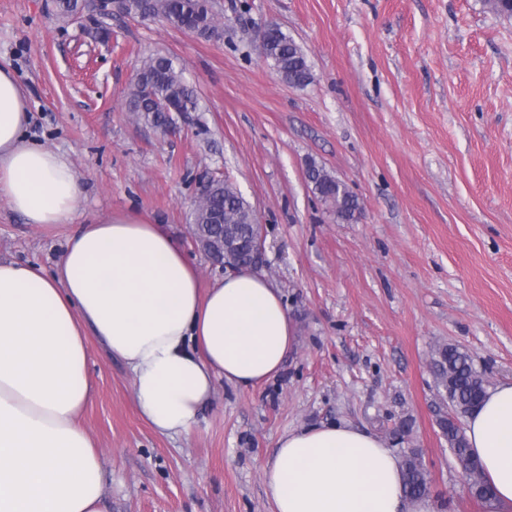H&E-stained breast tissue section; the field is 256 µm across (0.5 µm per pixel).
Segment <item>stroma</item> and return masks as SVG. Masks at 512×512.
<instances>
[{
	"instance_id": "35a3bbf8",
	"label": "stroma",
	"mask_w": 512,
	"mask_h": 512,
	"mask_svg": "<svg viewBox=\"0 0 512 512\" xmlns=\"http://www.w3.org/2000/svg\"><path fill=\"white\" fill-rule=\"evenodd\" d=\"M206 40L167 22L61 18L55 0H0V67L30 109L28 139L64 154L79 220L162 224L198 267L225 271L191 238L198 187L234 183L265 230L261 270L295 321L274 380L220 381L197 427L156 432L129 373L89 339L93 394L81 420L103 456L109 512H271L261 480L279 437L344 419L396 453L417 449L436 512H484L436 423V343L472 357L489 385L512 379V17L484 0H214ZM279 25L314 75L288 85L260 53ZM171 57L200 109L175 136L129 112L143 60ZM317 162L358 197L337 223L306 178ZM68 228L26 223L0 199V260L53 268ZM406 435H398L400 423Z\"/></svg>"
}]
</instances>
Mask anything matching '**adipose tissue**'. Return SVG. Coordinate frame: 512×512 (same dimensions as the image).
I'll return each mask as SVG.
<instances>
[{"instance_id":"1","label":"adipose tissue","mask_w":512,"mask_h":512,"mask_svg":"<svg viewBox=\"0 0 512 512\" xmlns=\"http://www.w3.org/2000/svg\"><path fill=\"white\" fill-rule=\"evenodd\" d=\"M25 99L0 68V199L27 223L67 227L53 272L0 263V512H105L101 452L79 422L93 385L89 338L129 370L138 413L160 434L191 432L217 380L275 379L297 336L277 288L239 271L199 286L160 224L74 218L82 189L69 159L28 141ZM465 435L493 496L512 512V380L488 389ZM273 512H435L406 496L400 459L349 422L283 434L262 469Z\"/></svg>"}]
</instances>
